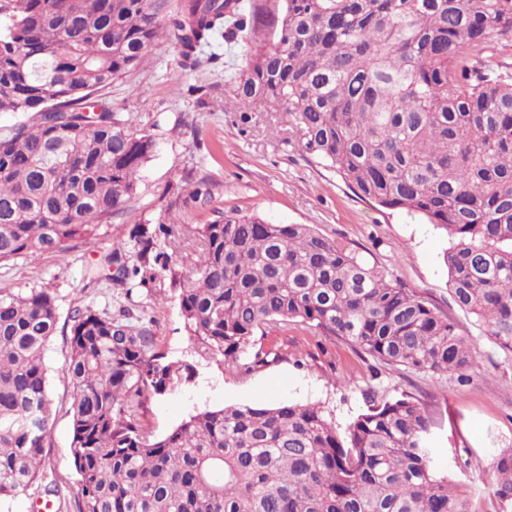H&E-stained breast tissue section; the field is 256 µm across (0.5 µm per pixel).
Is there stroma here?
I'll use <instances>...</instances> for the list:
<instances>
[{"instance_id":"1","label":"stroma","mask_w":512,"mask_h":512,"mask_svg":"<svg viewBox=\"0 0 512 512\" xmlns=\"http://www.w3.org/2000/svg\"><path fill=\"white\" fill-rule=\"evenodd\" d=\"M255 17L258 41L216 34L199 69L181 67L169 40L157 43L147 64L101 92L128 133L153 137L134 194L98 235L73 242L63 255L20 258L0 266V291L46 288L56 298L57 331L45 350L50 368L52 412L46 464L26 492L0 500V512H76L80 484L70 465L71 401L62 365L69 353L70 317L88 305L114 317L131 314L153 322L157 349L186 363L190 377L165 394L148 395L140 425L164 437L191 415L224 406L315 404L338 427H346L370 400L408 392L424 401L439 424L435 460L451 470L478 512L499 505L495 452L512 448V354L502 352L483 326L460 310L449 290L443 261L451 245L444 230L421 216L385 209L359 198L328 164L309 154L285 112L261 103L242 107L232 83L257 46H272L281 6L268 0ZM206 195L193 197L198 187ZM240 210L272 224H310L356 250L370 265L403 287L423 293L448 313L478 351L466 372L430 376L373 360L341 339L318 335L301 323L272 333L279 361L244 372L222 356H203L184 329L177 296L164 277L144 288L138 278L119 286L101 277V256L113 241L128 240L136 224H208Z\"/></svg>"}]
</instances>
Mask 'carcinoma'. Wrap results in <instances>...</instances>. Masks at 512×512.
<instances>
[{
  "label": "carcinoma",
  "mask_w": 512,
  "mask_h": 512,
  "mask_svg": "<svg viewBox=\"0 0 512 512\" xmlns=\"http://www.w3.org/2000/svg\"><path fill=\"white\" fill-rule=\"evenodd\" d=\"M277 41L232 92L286 112L305 149L362 199L423 215L451 238L456 306L512 353V0H284ZM240 0H4L0 112L31 121L0 136V264L62 254L97 235L136 188L155 142L127 132L96 93L142 65L156 41L195 70L217 32L247 30ZM192 271L135 224L115 241L111 280L165 273L190 340L247 371L280 356L266 330L300 322L373 359L431 376L476 352L456 323L355 250L309 224L230 212L187 228ZM77 512H477L436 466L435 422L409 394L372 403L339 431L315 404L229 406L150 442L145 393L184 365L156 351L151 322L86 306L70 317ZM54 295L0 292V498L46 463L51 398L44 352ZM512 503V448L494 457Z\"/></svg>",
  "instance_id": "cac0c4a2"
}]
</instances>
